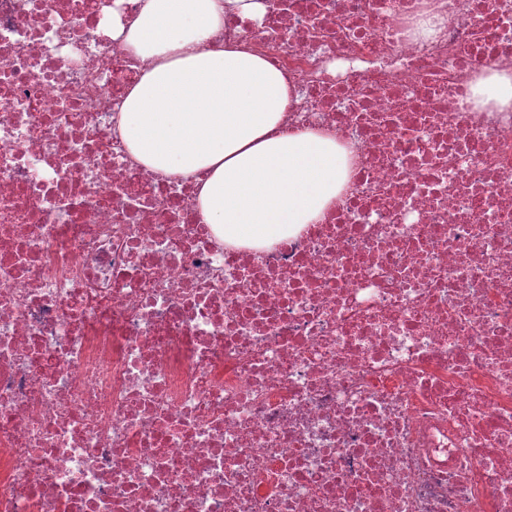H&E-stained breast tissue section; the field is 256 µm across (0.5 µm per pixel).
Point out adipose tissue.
I'll return each mask as SVG.
<instances>
[{
	"instance_id": "ef3b65f1",
	"label": "adipose tissue",
	"mask_w": 512,
	"mask_h": 512,
	"mask_svg": "<svg viewBox=\"0 0 512 512\" xmlns=\"http://www.w3.org/2000/svg\"><path fill=\"white\" fill-rule=\"evenodd\" d=\"M244 18L259 0H145L130 25L113 20L153 65L125 97L130 154L158 172H205L197 204L225 241L269 247L316 221L347 184V151L321 132H282L293 89L263 58L209 51L224 11Z\"/></svg>"
}]
</instances>
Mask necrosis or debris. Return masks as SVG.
I'll list each match as a JSON object with an SVG mask.
<instances>
[{"instance_id": "1", "label": "necrosis or debris", "mask_w": 512, "mask_h": 512, "mask_svg": "<svg viewBox=\"0 0 512 512\" xmlns=\"http://www.w3.org/2000/svg\"><path fill=\"white\" fill-rule=\"evenodd\" d=\"M143 3L0 0V512H512V0L226 15L353 154L263 249L127 150ZM477 92L485 99L486 103L492 102L500 107L512 106V74L502 72L494 74L482 80L477 87Z\"/></svg>"}]
</instances>
